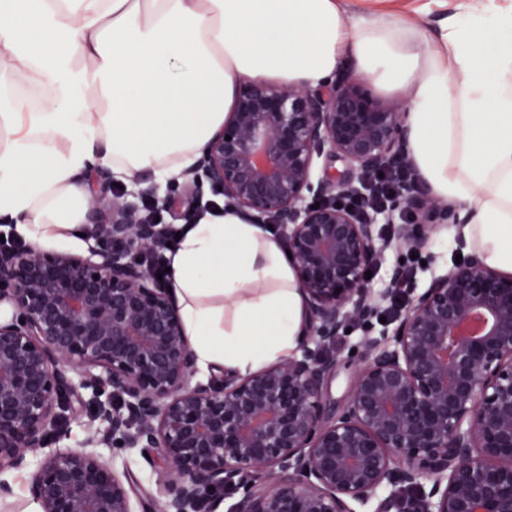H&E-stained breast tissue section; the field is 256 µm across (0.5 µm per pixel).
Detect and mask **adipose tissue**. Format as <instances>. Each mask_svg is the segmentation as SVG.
Listing matches in <instances>:
<instances>
[{
    "instance_id": "adipose-tissue-1",
    "label": "adipose tissue",
    "mask_w": 512,
    "mask_h": 512,
    "mask_svg": "<svg viewBox=\"0 0 512 512\" xmlns=\"http://www.w3.org/2000/svg\"><path fill=\"white\" fill-rule=\"evenodd\" d=\"M348 60L406 99L421 179L512 272V11L487 0L434 46L413 18L354 20L344 0H0V215L32 247L72 244L79 174L182 180L241 83L318 87ZM167 257L199 369L245 376L297 347L305 299L268 226L207 214Z\"/></svg>"
}]
</instances>
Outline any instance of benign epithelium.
<instances>
[{"instance_id": "1", "label": "benign epithelium", "mask_w": 512, "mask_h": 512, "mask_svg": "<svg viewBox=\"0 0 512 512\" xmlns=\"http://www.w3.org/2000/svg\"><path fill=\"white\" fill-rule=\"evenodd\" d=\"M406 112L348 69L318 88L252 81L198 159L186 189L205 182L281 229L306 297L300 353L252 374L198 377L176 299L143 262L167 245L143 204L165 209L173 188L109 198L99 167L81 226L95 254L0 249V473L29 471L40 512H135L140 490L101 445L162 470L157 512H512V273L480 253L361 339L340 411L325 396L327 350L373 327L365 272L383 250L420 253L437 226L467 223L417 180L381 211L347 210L370 174L410 166ZM323 158L345 171L317 176ZM87 412L92 450L68 447Z\"/></svg>"}]
</instances>
